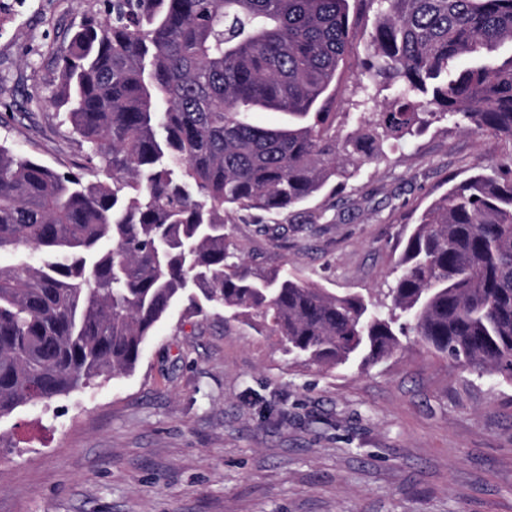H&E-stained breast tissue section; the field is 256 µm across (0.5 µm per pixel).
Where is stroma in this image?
I'll return each mask as SVG.
<instances>
[{
	"label": "stroma",
	"mask_w": 512,
	"mask_h": 512,
	"mask_svg": "<svg viewBox=\"0 0 512 512\" xmlns=\"http://www.w3.org/2000/svg\"><path fill=\"white\" fill-rule=\"evenodd\" d=\"M102 0H0V143L58 170L89 148L50 96L72 29ZM357 48L330 105L356 117ZM505 143L434 120L361 166L328 223L284 238L288 214L227 225L248 255L340 295L387 292L421 211ZM0 512H512V383L454 367L415 341L388 360H289L246 325L175 310L134 373L0 420Z\"/></svg>",
	"instance_id": "obj_1"
}]
</instances>
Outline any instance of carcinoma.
<instances>
[{
  "label": "carcinoma",
  "instance_id": "obj_1",
  "mask_svg": "<svg viewBox=\"0 0 512 512\" xmlns=\"http://www.w3.org/2000/svg\"><path fill=\"white\" fill-rule=\"evenodd\" d=\"M361 85L396 84L336 134L350 0H104L47 103L91 152L59 171L0 144V419L132 374L174 309H222L284 355L365 367L413 334L512 382V150L420 214L385 299L246 256L224 215L293 210L386 158L425 115L512 144V0H358ZM256 112H280V126ZM96 177L86 180L85 174Z\"/></svg>",
  "mask_w": 512,
  "mask_h": 512
}]
</instances>
